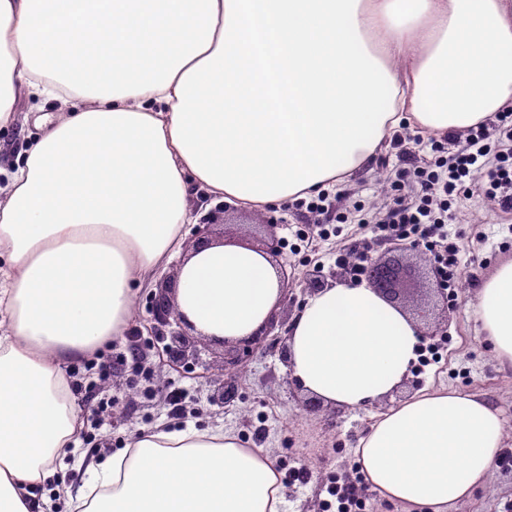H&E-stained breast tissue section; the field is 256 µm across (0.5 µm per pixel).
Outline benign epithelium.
Segmentation results:
<instances>
[{"label": "benign epithelium", "mask_w": 512, "mask_h": 512, "mask_svg": "<svg viewBox=\"0 0 512 512\" xmlns=\"http://www.w3.org/2000/svg\"><path fill=\"white\" fill-rule=\"evenodd\" d=\"M342 274H333L332 280L321 275H314L307 279L306 289L314 294L324 288L333 286ZM362 280L368 287L374 289L384 300L394 306H399L404 296L425 284L438 295H443V284L432 264L418 269L396 261H386L371 256H364V274ZM176 287L171 285L160 286L158 292L151 299V312L156 326L155 334L169 338L165 352L169 361L174 365L184 367L198 361L197 340L194 328L185 320L176 309ZM275 328V321L268 322L262 330L253 336H247L235 341L234 349L227 351L223 357L221 367H240L260 348L265 338Z\"/></svg>", "instance_id": "obj_1"}]
</instances>
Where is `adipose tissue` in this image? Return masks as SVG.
I'll return each instance as SVG.
<instances>
[{
	"instance_id": "1",
	"label": "adipose tissue",
	"mask_w": 512,
	"mask_h": 512,
	"mask_svg": "<svg viewBox=\"0 0 512 512\" xmlns=\"http://www.w3.org/2000/svg\"><path fill=\"white\" fill-rule=\"evenodd\" d=\"M78 101L6 172L0 202V512L74 442L63 367L124 336L134 287L180 254L175 303L208 337L254 334L281 299L266 253L184 248L192 189L246 212L344 185L401 126L440 137L512 109V0H0V127L22 90ZM480 336L512 367V259L480 284ZM287 370L324 406L391 396L415 322L372 288L310 296ZM497 407L421 389L355 448L405 512H456L503 447ZM70 512H285L272 453L231 430H144Z\"/></svg>"
}]
</instances>
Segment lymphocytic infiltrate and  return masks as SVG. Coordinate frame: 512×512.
I'll return each mask as SVG.
<instances>
[{"label":"lymphocytic infiltrate","mask_w":512,"mask_h":512,"mask_svg":"<svg viewBox=\"0 0 512 512\" xmlns=\"http://www.w3.org/2000/svg\"><path fill=\"white\" fill-rule=\"evenodd\" d=\"M464 146L452 157L435 145L436 158L407 170L409 200H396L376 220L380 237L423 245L431 254L445 285L460 279L462 250L449 237L448 209L459 196L480 191L503 211L512 210V152L493 149L485 124L470 127Z\"/></svg>","instance_id":"lymphocytic-infiltrate-1"}]
</instances>
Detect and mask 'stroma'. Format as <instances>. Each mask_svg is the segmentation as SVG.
<instances>
[{"instance_id":"stroma-1","label":"stroma","mask_w":512,"mask_h":512,"mask_svg":"<svg viewBox=\"0 0 512 512\" xmlns=\"http://www.w3.org/2000/svg\"><path fill=\"white\" fill-rule=\"evenodd\" d=\"M39 105L57 118L64 112L59 103L44 104L36 96L20 93L16 121L0 128V169L11 170L34 142L37 131L25 116ZM433 155L430 140L411 127H402L367 168L332 190L333 207L320 215L297 200L260 213H243L196 189L189 196V208L195 218L211 216L213 236L224 235L231 240L263 236L264 225L275 224L282 246L279 260L291 276L278 309L288 322L308 298L305 274L317 271L330 275L340 267L339 256L346 254H387L389 241L375 236L365 219L374 209L397 199L395 186L404 170ZM301 228L307 230L306 238H297ZM448 234L459 239L465 250L461 288L447 327L450 341L430 365H414L408 390L413 393L445 387L490 399L502 414L504 445L512 448V368H503L480 339L472 307L483 279L500 262L512 258V212H503L478 192L462 196L448 212ZM152 294L149 288L136 289L134 322L125 336L100 348L101 360L112 363L111 374L104 376L99 369L81 366L83 387L74 393L81 423L70 448L78 460L58 471L49 488L35 490L30 499L31 512H49L53 497L86 482L89 463L108 461V454L97 451L90 436L109 442L118 452L139 431L187 426L234 430L246 446L269 448L277 465L308 467L313 473L309 483L285 488L286 512H323L327 484L338 477L351 480L360 476L354 455L356 444L375 415L396 405L399 395L362 410L342 411L333 419L324 412L306 415L302 410L304 396L289 379L282 348L270 341L256 350L236 374L237 399L226 405L213 402L218 382L207 365L222 356L223 347L201 340L200 366L190 371L172 366L150 330ZM174 389L188 392L187 417L174 418L169 410L166 396ZM100 399L112 401L113 406L108 410V425L96 431L86 415ZM510 500L512 470H496L470 499L459 504L457 512H502L504 503Z\"/></svg>"}]
</instances>
